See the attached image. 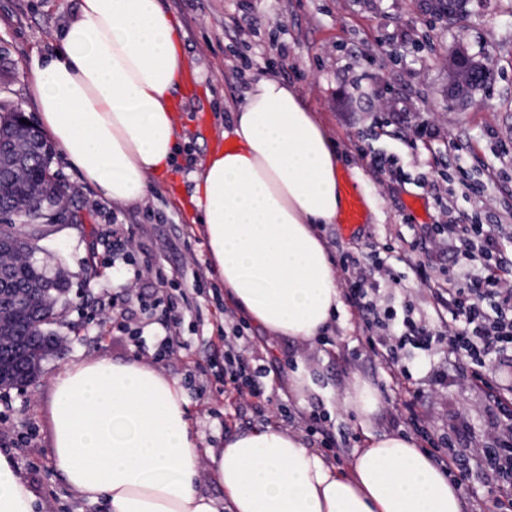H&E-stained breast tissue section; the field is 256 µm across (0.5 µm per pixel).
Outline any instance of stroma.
Returning a JSON list of instances; mask_svg holds the SVG:
<instances>
[{
	"instance_id": "1",
	"label": "stroma",
	"mask_w": 512,
	"mask_h": 512,
	"mask_svg": "<svg viewBox=\"0 0 512 512\" xmlns=\"http://www.w3.org/2000/svg\"><path fill=\"white\" fill-rule=\"evenodd\" d=\"M182 25L190 80L180 95L178 192L155 185L147 196L117 204L54 154L51 171L66 188L64 218L34 225L38 258L63 268L72 295L60 301L50 330L63 341V358L50 359L26 391L0 390V451L10 454L36 497L35 512H105L84 500L53 465L50 404L54 378L66 366L110 359L137 361L175 381L190 424L203 447L253 428L304 433L307 416L355 452L366 434L399 432L436 458L456 457L452 476L463 488L462 512H491L492 482L471 476L477 453L495 445L501 415L484 395L460 382L461 361L433 347L412 363L409 390L397 393L379 362L358 341L361 315L344 305L332 336L315 345L288 343L244 326V338L261 349L268 402L224 395L222 336L240 323L224 303V286L210 271L195 283L208 255L203 227L195 223L191 179L230 127V114L247 82L275 76L292 86L314 112L343 158L342 177L356 175L365 217L350 234L324 225L332 262L347 252L382 261L393 278L380 307L411 301L416 317L431 309L400 255L419 257L421 223L454 218L468 224L512 225V0H476L466 27L423 16L416 0H161ZM78 0H0V47L19 67L0 85V97L39 117L27 83L36 60L58 46L56 35L72 20ZM238 18L241 32L224 28ZM489 51L496 64L475 101L461 107L446 95L444 59L456 43ZM390 164L375 178L371 162ZM172 280V304H157L154 268ZM180 313L184 347L159 352L161 322ZM241 324V323H240ZM305 364L321 394L300 398L288 374ZM448 374L439 385L435 373ZM379 392L377 412L361 423L340 399L355 381ZM414 401L421 427L393 419Z\"/></svg>"
}]
</instances>
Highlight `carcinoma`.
Returning a JSON list of instances; mask_svg holds the SVG:
<instances>
[{"mask_svg": "<svg viewBox=\"0 0 512 512\" xmlns=\"http://www.w3.org/2000/svg\"><path fill=\"white\" fill-rule=\"evenodd\" d=\"M19 149L31 156L33 168L26 175L16 177L8 191L0 192V212L11 214L19 206L28 205L41 196L63 194L62 185L50 173L52 151H45L28 140L20 142ZM3 264L11 271L16 286L21 290L44 283L53 287L50 297L54 298L68 287V280L47 275L44 267L27 255L7 256ZM0 312L13 324L12 337L0 340V371L41 372L44 363L53 355L55 341L35 331L38 309L14 299H3L0 301ZM19 345L23 349L21 356L16 354Z\"/></svg>", "mask_w": 512, "mask_h": 512, "instance_id": "cac0c4a2", "label": "carcinoma"}]
</instances>
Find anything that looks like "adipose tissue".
Instances as JSON below:
<instances>
[{
  "mask_svg": "<svg viewBox=\"0 0 512 512\" xmlns=\"http://www.w3.org/2000/svg\"><path fill=\"white\" fill-rule=\"evenodd\" d=\"M58 41L31 71L41 125L106 198L142 199L179 152L173 97L188 63L176 21L160 0H82ZM341 168L297 93L264 76L193 176L224 297L263 332L310 344L343 308L318 232L345 208ZM53 387L54 467L108 512H217L196 489L206 471L229 512H462L461 484L409 436H368L342 468L268 427L203 450L176 383L148 365L78 363ZM34 503L0 453V512H34Z\"/></svg>",
  "mask_w": 512,
  "mask_h": 512,
  "instance_id": "obj_1",
  "label": "adipose tissue"
}]
</instances>
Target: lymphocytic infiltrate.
<instances>
[{
  "label": "lymphocytic infiltrate",
  "instance_id": "lymphocytic-infiltrate-1",
  "mask_svg": "<svg viewBox=\"0 0 512 512\" xmlns=\"http://www.w3.org/2000/svg\"><path fill=\"white\" fill-rule=\"evenodd\" d=\"M423 259L409 266L431 299L434 317L414 319L409 301L378 315L383 282L363 256L346 254L342 264L348 299L364 318L362 338L395 385L409 377L413 351L429 352L444 342L450 354L464 358L471 371L467 383L479 389L506 417H512V395L502 392L495 376L484 370L487 356L512 354V259L501 228L481 224H430L424 227ZM447 245L451 261L444 277L432 275L439 245ZM239 330L224 337V371L238 399L259 396V380L267 370L259 355L239 344ZM486 468L498 480L496 512H512V426L495 448L483 451Z\"/></svg>",
  "mask_w": 512,
  "mask_h": 512
}]
</instances>
